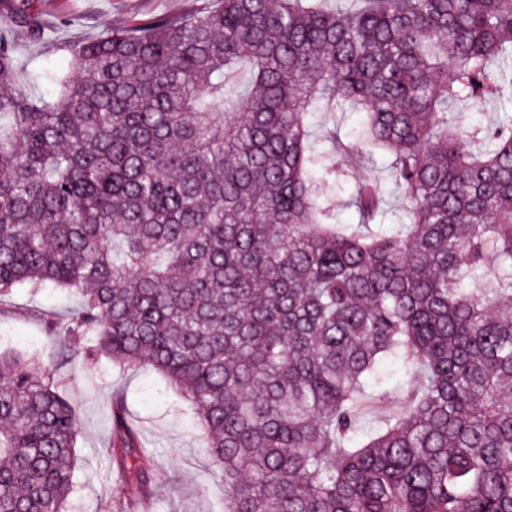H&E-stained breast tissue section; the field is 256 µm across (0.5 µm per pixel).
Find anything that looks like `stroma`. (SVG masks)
<instances>
[{
  "mask_svg": "<svg viewBox=\"0 0 512 512\" xmlns=\"http://www.w3.org/2000/svg\"><path fill=\"white\" fill-rule=\"evenodd\" d=\"M205 0H31L34 9L76 14L77 24L59 28L54 42L99 31L103 22H140L172 12H190ZM17 55L39 96L51 92L43 78L52 68L51 44L17 42ZM61 295L13 293L0 302V351L33 359L38 372H51L59 391L75 412L81 432L77 442L74 491L66 512H135L127 506L110 463L111 429L106 412L117 395H125L130 416L151 455L157 481L145 512H224V484L205 450L196 415L154 370L131 371L105 357L58 362L47 341L46 322Z\"/></svg>",
  "mask_w": 512,
  "mask_h": 512,
  "instance_id": "obj_1",
  "label": "stroma"
}]
</instances>
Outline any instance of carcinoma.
<instances>
[{
    "instance_id": "obj_1",
    "label": "carcinoma",
    "mask_w": 512,
    "mask_h": 512,
    "mask_svg": "<svg viewBox=\"0 0 512 512\" xmlns=\"http://www.w3.org/2000/svg\"><path fill=\"white\" fill-rule=\"evenodd\" d=\"M214 0L56 45L34 99L0 0V299L53 290L57 357L158 371L197 415L225 512H512V0ZM362 112L402 206L336 222L308 116ZM390 401L365 428L362 407ZM113 400L124 497L150 456ZM79 423L0 353V512H62Z\"/></svg>"
}]
</instances>
